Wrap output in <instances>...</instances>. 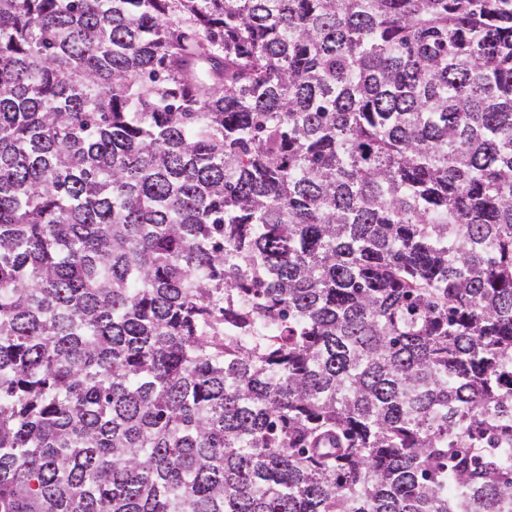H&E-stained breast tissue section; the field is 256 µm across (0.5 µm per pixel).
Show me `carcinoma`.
I'll return each instance as SVG.
<instances>
[{
    "mask_svg": "<svg viewBox=\"0 0 512 512\" xmlns=\"http://www.w3.org/2000/svg\"><path fill=\"white\" fill-rule=\"evenodd\" d=\"M0 512H512V0H0Z\"/></svg>",
    "mask_w": 512,
    "mask_h": 512,
    "instance_id": "1",
    "label": "carcinoma"
}]
</instances>
